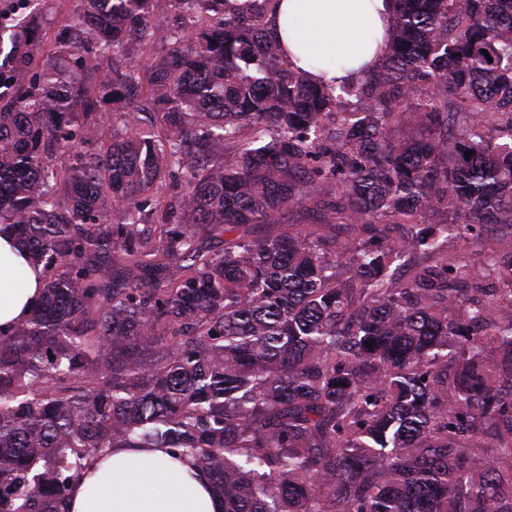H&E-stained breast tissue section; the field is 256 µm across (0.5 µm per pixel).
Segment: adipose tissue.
I'll use <instances>...</instances> for the list:
<instances>
[{"instance_id":"ef3b65f1","label":"adipose tissue","mask_w":512,"mask_h":512,"mask_svg":"<svg viewBox=\"0 0 512 512\" xmlns=\"http://www.w3.org/2000/svg\"><path fill=\"white\" fill-rule=\"evenodd\" d=\"M268 37L292 68L328 83L377 69L389 54L391 0H271ZM0 225V331L26 317L43 292V271ZM65 512H223L208 477L190 458L160 448H115L94 458L72 485Z\"/></svg>"}]
</instances>
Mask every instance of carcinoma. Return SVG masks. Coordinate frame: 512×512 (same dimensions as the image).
Masks as SVG:
<instances>
[{"label": "carcinoma", "instance_id": "carcinoma-1", "mask_svg": "<svg viewBox=\"0 0 512 512\" xmlns=\"http://www.w3.org/2000/svg\"><path fill=\"white\" fill-rule=\"evenodd\" d=\"M269 2L77 0L50 54L37 13L0 41V223L46 273L0 334V512H65L120 445L224 512H512V0H393L339 87Z\"/></svg>", "mask_w": 512, "mask_h": 512}]
</instances>
